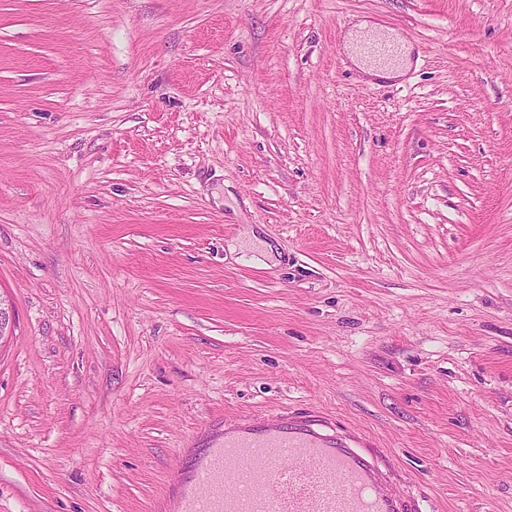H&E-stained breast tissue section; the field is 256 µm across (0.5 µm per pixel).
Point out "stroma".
<instances>
[{"mask_svg": "<svg viewBox=\"0 0 512 512\" xmlns=\"http://www.w3.org/2000/svg\"><path fill=\"white\" fill-rule=\"evenodd\" d=\"M0 302V512H151L301 404L512 512V0H0ZM374 41H382L397 46L398 52L388 58L371 56L365 49L364 42L356 43L351 47L354 63L371 77L383 80H397L402 78L410 68V49L401 40L396 38L377 37ZM400 44V45H399Z\"/></svg>", "mask_w": 512, "mask_h": 512, "instance_id": "1", "label": "stroma"}]
</instances>
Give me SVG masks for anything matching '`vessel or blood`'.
<instances>
[{
  "instance_id": "b4317fda",
  "label": "vessel or blood",
  "mask_w": 512,
  "mask_h": 512,
  "mask_svg": "<svg viewBox=\"0 0 512 512\" xmlns=\"http://www.w3.org/2000/svg\"><path fill=\"white\" fill-rule=\"evenodd\" d=\"M387 449L315 406L210 417L182 444L155 512H423Z\"/></svg>"
}]
</instances>
